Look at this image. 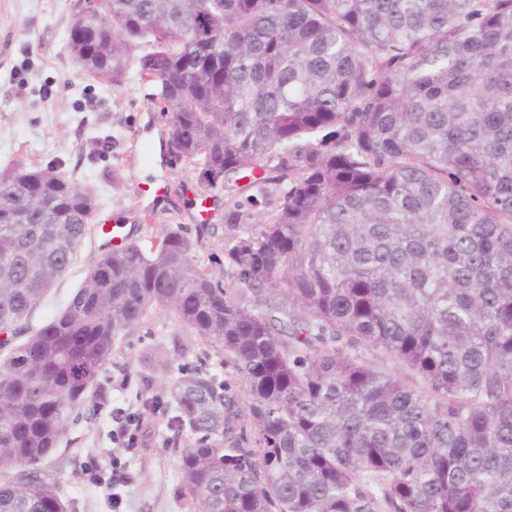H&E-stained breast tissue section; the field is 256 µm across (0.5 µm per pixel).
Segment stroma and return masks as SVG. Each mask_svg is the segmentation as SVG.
<instances>
[{"label":"stroma","mask_w":512,"mask_h":512,"mask_svg":"<svg viewBox=\"0 0 512 512\" xmlns=\"http://www.w3.org/2000/svg\"><path fill=\"white\" fill-rule=\"evenodd\" d=\"M74 0H6L0 12V169L17 162L48 165L65 159L67 169L98 198L92 224L69 269L35 310L40 326L60 312L82 285L92 261L105 250L99 221L126 225L133 240L160 241L182 227L199 244L195 256L214 281L232 282L234 268L225 255L232 238L249 227L224 221L225 194L213 195L211 227L200 233L194 201L204 187L189 172L170 166L165 153L167 116L155 108L150 85L129 76L118 89L82 77L67 49ZM109 140L106 157L89 160L97 141ZM118 181H111V174ZM151 181L168 185L165 197L146 193ZM188 346L185 354L175 344ZM164 348L169 368L155 367V351ZM205 366L228 378L222 351L185 335L169 309L153 307L146 321L121 337L111 361L99 374L103 397L89 398L66 418L65 434L42 463L67 501L68 512H189L180 493L179 449L169 427L172 410L167 387L179 370ZM139 415L137 447L112 438V411ZM100 467L99 480L86 473ZM120 463L125 486L113 489V463Z\"/></svg>","instance_id":"stroma-1"}]
</instances>
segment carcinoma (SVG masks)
Returning <instances> with one entry per match:
<instances>
[{"mask_svg":"<svg viewBox=\"0 0 512 512\" xmlns=\"http://www.w3.org/2000/svg\"><path fill=\"white\" fill-rule=\"evenodd\" d=\"M67 48L114 89L136 55L171 164L255 228L227 286L178 228L105 251L34 329L96 200L0 171V512H68L39 465L155 305L248 395L169 386L191 512H512V0H103Z\"/></svg>","mask_w":512,"mask_h":512,"instance_id":"1","label":"carcinoma"}]
</instances>
